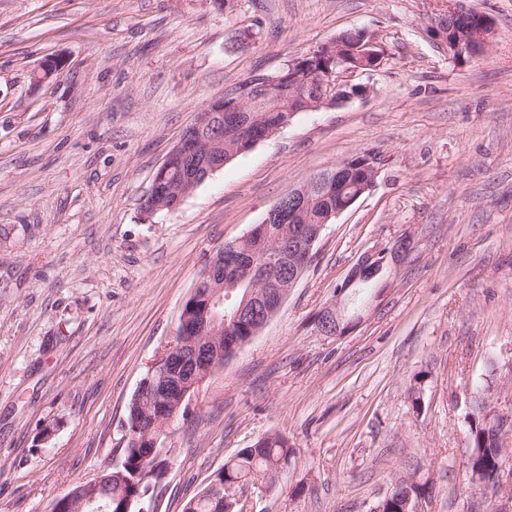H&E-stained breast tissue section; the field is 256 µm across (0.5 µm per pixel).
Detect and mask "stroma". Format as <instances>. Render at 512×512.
Returning a JSON list of instances; mask_svg holds the SVG:
<instances>
[{
    "label": "stroma",
    "mask_w": 512,
    "mask_h": 512,
    "mask_svg": "<svg viewBox=\"0 0 512 512\" xmlns=\"http://www.w3.org/2000/svg\"><path fill=\"white\" fill-rule=\"evenodd\" d=\"M451 8L489 16L484 55L428 36ZM354 29L381 54L352 78L364 96L297 113L176 211L142 212L199 107ZM363 151L371 190L167 438L157 512L269 434L294 453L246 487L248 512H370L426 478L424 512H492L464 417L479 387L512 407V0H0V512H46L118 463L127 403L216 251ZM403 237L358 323L321 335L358 258Z\"/></svg>",
    "instance_id": "stroma-1"
}]
</instances>
